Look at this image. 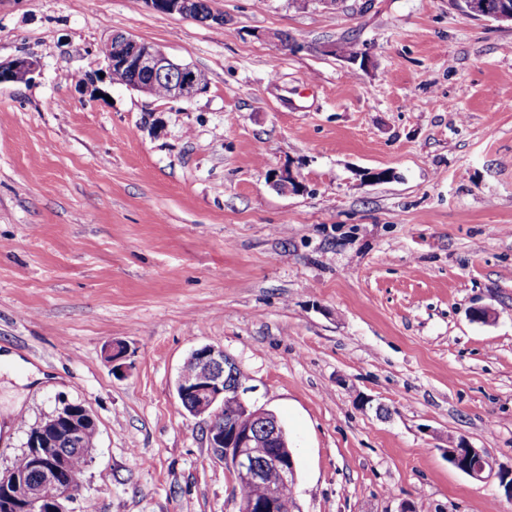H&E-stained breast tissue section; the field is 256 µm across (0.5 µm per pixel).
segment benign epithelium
I'll return each instance as SVG.
<instances>
[{
	"instance_id": "obj_1",
	"label": "benign epithelium",
	"mask_w": 512,
	"mask_h": 512,
	"mask_svg": "<svg viewBox=\"0 0 512 512\" xmlns=\"http://www.w3.org/2000/svg\"><path fill=\"white\" fill-rule=\"evenodd\" d=\"M467 15L478 19L512 22V7L488 0H461ZM154 10L168 15L201 19L203 0H146ZM205 18L224 22L209 14ZM113 50L105 57L112 79L125 78L124 85L151 96L190 101L208 86L202 71L172 61L160 48L123 34L109 41ZM38 62L18 57L0 62V83L24 82L35 73ZM112 368H122L126 346L113 341L104 349ZM190 372L180 371L176 393L183 407L205 424L208 448L224 461L235 483L247 489L264 481L271 470L280 481L261 497L243 496L235 502L236 512H293L292 500L283 489L293 487L297 465L283 426L269 410H255L246 400L249 388L239 366L224 349L206 345L194 350ZM230 403L235 412L224 413ZM87 427H97L90 410L80 402L62 403L33 432L27 433L23 457L27 467L11 466L0 472V512H76L69 504L80 499L82 473L68 467L63 444H76ZM448 463L476 481L495 478L503 495L512 501V468L505 469L481 448L464 441L446 448Z\"/></svg>"
}]
</instances>
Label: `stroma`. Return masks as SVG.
<instances>
[{
	"instance_id": "stroma-1",
	"label": "stroma",
	"mask_w": 512,
	"mask_h": 512,
	"mask_svg": "<svg viewBox=\"0 0 512 512\" xmlns=\"http://www.w3.org/2000/svg\"><path fill=\"white\" fill-rule=\"evenodd\" d=\"M211 7L223 23L0 0V62L39 63L0 84V470L80 402L98 434L76 512H232L175 390L212 345L288 433L293 512H512L445 453L512 467V24L448 0ZM115 33L206 91L112 82ZM346 40L364 65L325 53Z\"/></svg>"
}]
</instances>
